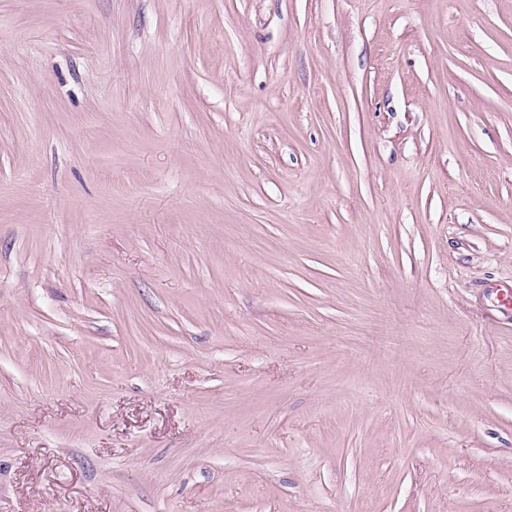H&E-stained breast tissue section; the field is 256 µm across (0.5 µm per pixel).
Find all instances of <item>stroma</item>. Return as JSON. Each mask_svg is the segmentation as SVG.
<instances>
[{"mask_svg":"<svg viewBox=\"0 0 512 512\" xmlns=\"http://www.w3.org/2000/svg\"><path fill=\"white\" fill-rule=\"evenodd\" d=\"M0 512H512V0H0Z\"/></svg>","mask_w":512,"mask_h":512,"instance_id":"1","label":"stroma"}]
</instances>
